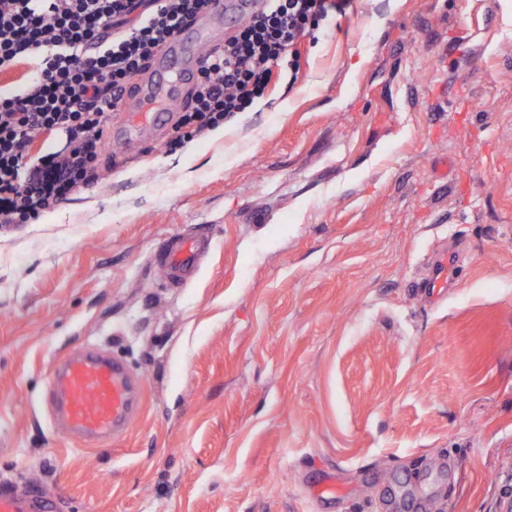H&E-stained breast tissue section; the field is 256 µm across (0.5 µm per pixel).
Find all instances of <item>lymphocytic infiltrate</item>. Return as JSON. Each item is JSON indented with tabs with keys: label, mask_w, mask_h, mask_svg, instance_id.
<instances>
[{
	"label": "lymphocytic infiltrate",
	"mask_w": 512,
	"mask_h": 512,
	"mask_svg": "<svg viewBox=\"0 0 512 512\" xmlns=\"http://www.w3.org/2000/svg\"><path fill=\"white\" fill-rule=\"evenodd\" d=\"M210 0H0V69L38 55L23 92L0 96V224L37 218L88 185L89 164L117 109L114 90L146 68ZM349 0H263L222 50L206 55L179 121L190 135L216 128L263 96L298 41ZM68 134V146L34 167L23 159L42 134Z\"/></svg>",
	"instance_id": "f902f5d3"
}]
</instances>
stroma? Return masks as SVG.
Here are the masks:
<instances>
[{"mask_svg": "<svg viewBox=\"0 0 512 512\" xmlns=\"http://www.w3.org/2000/svg\"><path fill=\"white\" fill-rule=\"evenodd\" d=\"M297 49L223 139L106 142L0 228V481L51 512H512V0H350ZM86 346L142 384L99 444L43 403ZM209 247V240L199 236L179 238L170 242L163 250V259L160 263L162 271L171 280L190 279ZM456 258L453 252L443 251L436 255L430 265L429 274L424 288L434 291L448 288V283L454 275Z\"/></svg>", "mask_w": 512, "mask_h": 512, "instance_id": "obj_1", "label": "stroma"}]
</instances>
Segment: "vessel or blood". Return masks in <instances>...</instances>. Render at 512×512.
I'll return each mask as SVG.
<instances>
[{"instance_id": "b4317fda", "label": "vessel or blood", "mask_w": 512, "mask_h": 512, "mask_svg": "<svg viewBox=\"0 0 512 512\" xmlns=\"http://www.w3.org/2000/svg\"><path fill=\"white\" fill-rule=\"evenodd\" d=\"M260 0H211L193 21V33H180L159 53L149 77L135 96H120L119 111L127 116L128 140H140L135 116L146 112L157 128L168 126L177 102V89L192 78L201 47L215 48L224 24L241 22ZM210 247L208 239H176L163 250L161 268L166 277L185 281L197 271ZM454 253L436 255L430 265L426 288L447 287L454 275ZM140 387L132 374L100 350L87 347L54 363L48 406L53 419L70 433L99 441L125 430L140 406ZM44 498L10 484L0 485V512H44Z\"/></svg>"}]
</instances>
